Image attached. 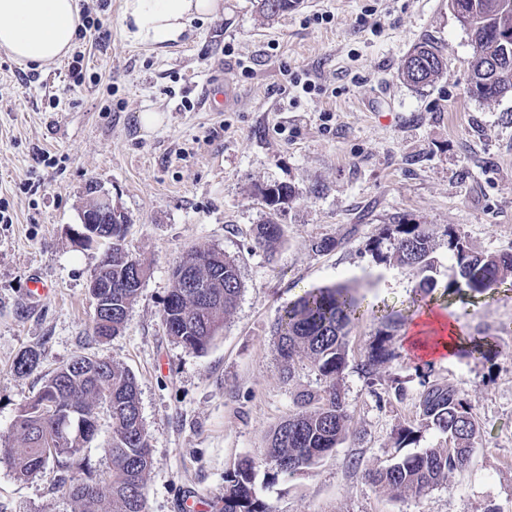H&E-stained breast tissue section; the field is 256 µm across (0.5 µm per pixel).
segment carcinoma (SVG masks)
<instances>
[{"mask_svg":"<svg viewBox=\"0 0 512 512\" xmlns=\"http://www.w3.org/2000/svg\"><path fill=\"white\" fill-rule=\"evenodd\" d=\"M299 6V0H258L267 17L279 16ZM457 19L474 45L468 92L485 101L512 93V47L501 69L490 73L485 52L500 50L504 39H512V0H450ZM447 68L442 47L429 38L422 39L406 56L401 70L403 81L414 88L433 83ZM273 212L296 197L287 184H270L259 189ZM281 236L280 224L269 219L257 225L255 241L273 250ZM389 244L392 256L401 266L420 277V297L413 303L421 307L436 284L428 272L433 269L432 236L421 224L405 219L386 227L384 237L373 250ZM448 249L456 259L457 282L448 288H466L481 294L512 276V252L488 255L471 253L462 238L449 234ZM134 263L116 260L100 262L94 273L112 279V293L105 297L93 323L98 337L116 335L124 328L132 302L142 281ZM173 286L164 301L163 319L169 335L184 347L203 352L224 325V317L235 308L243 289L236 261L215 249H194L182 256L172 271ZM361 316V302L344 286L313 287L304 291L280 312L274 326V348L283 374L292 375V361L306 355L322 389L300 395L297 411L272 432L264 449L265 484L281 475H294L316 465L346 437L350 415L340 380L347 366L348 334ZM391 335L376 346L362 371L371 373L379 359H394L386 348ZM88 356L45 375L38 392L22 405L13 423L16 443L0 442V459L8 461L19 478H30L53 460L58 463L60 488L75 502L80 512H145L144 478L151 466L147 433L144 427L136 381L131 373L107 360L100 371L86 369ZM111 421V436L104 448L110 470L98 479L108 492H97L84 475L88 470L82 456L98 431L99 411ZM419 417L448 436L446 448H424L416 453L392 456L388 463L368 473L373 484L391 491L424 494L448 481V476L463 470L476 450L478 425L467 400L448 383L424 386L418 400ZM255 462L241 461L224 478L222 512H273L272 506L256 488Z\"/></svg>","mask_w":512,"mask_h":512,"instance_id":"obj_1","label":"carcinoma"}]
</instances>
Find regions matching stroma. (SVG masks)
Listing matches in <instances>:
<instances>
[{
    "label": "stroma",
    "instance_id": "35a3bbf8",
    "mask_svg": "<svg viewBox=\"0 0 512 512\" xmlns=\"http://www.w3.org/2000/svg\"><path fill=\"white\" fill-rule=\"evenodd\" d=\"M110 35L77 38L81 74L19 65L0 50V439L46 374L79 355L134 375L152 466L146 512H184L186 500L217 504L224 476L261 462L273 429L297 395L322 385L305 355L283 378L272 327L280 309L311 287L344 284L366 304L406 312L417 277L372 252L396 217L434 239L436 307L466 336H489L495 355L418 359L403 351L365 375L360 364L380 324L372 314L348 336L341 387L351 419L344 441L316 466L260 486L275 512H512V277L470 295L446 287L457 268L449 233L475 253L512 252V94L468 93L473 46L448 0H302L268 18L257 0H224V11L181 42L135 44L122 30L123 0H80ZM448 66L429 86L400 72L422 38ZM312 80L305 91L291 75ZM230 86L217 111L203 89ZM161 125L145 131L140 115ZM124 213L128 249L149 268L124 330L91 334L88 281L104 244L73 237L90 202L88 184ZM286 183L299 196L274 216L275 253L255 243L269 209L258 187ZM335 246L316 251V242ZM234 258L244 285L205 352L167 333L162 312L172 268L192 248ZM37 277L49 287L26 297ZM39 367L16 369L27 350ZM453 385L479 426L477 450L446 485L417 497L371 484L369 471L396 450L444 448L445 435L418 414L425 382ZM55 465L18 479L0 460V512H79L55 483Z\"/></svg>",
    "mask_w": 512,
    "mask_h": 512
}]
</instances>
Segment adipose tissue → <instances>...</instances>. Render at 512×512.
Segmentation results:
<instances>
[{
    "mask_svg": "<svg viewBox=\"0 0 512 512\" xmlns=\"http://www.w3.org/2000/svg\"><path fill=\"white\" fill-rule=\"evenodd\" d=\"M223 0H124L122 25L134 43H175L195 23L223 12ZM81 25L79 0H0V50L23 64L47 68L67 56ZM404 349L425 359L461 347L453 317L422 309L404 336Z\"/></svg>",
    "mask_w": 512,
    "mask_h": 512,
    "instance_id": "ef3b65f1",
    "label": "adipose tissue"
}]
</instances>
